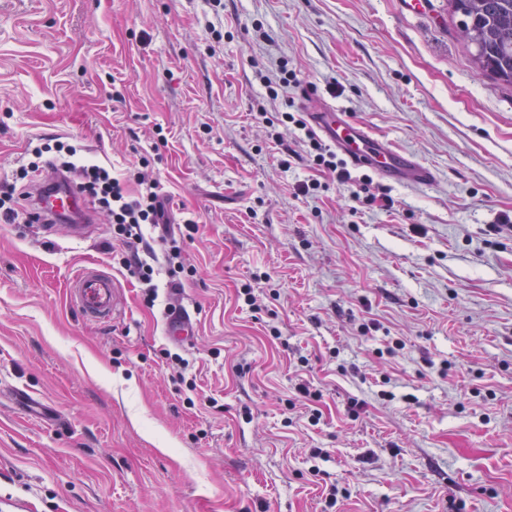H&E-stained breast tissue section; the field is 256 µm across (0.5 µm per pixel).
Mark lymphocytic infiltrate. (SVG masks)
I'll return each mask as SVG.
<instances>
[{
	"instance_id": "f902f5d3",
	"label": "lymphocytic infiltrate",
	"mask_w": 512,
	"mask_h": 512,
	"mask_svg": "<svg viewBox=\"0 0 512 512\" xmlns=\"http://www.w3.org/2000/svg\"><path fill=\"white\" fill-rule=\"evenodd\" d=\"M279 122L304 132L314 164L331 174L338 184L363 189L371 184L368 174L352 175L335 149L308 132L302 117L284 112ZM48 164L72 176L90 207L111 224L113 237L120 239L127 248L123 266L145 285L146 303L155 304L159 298L157 272L152 264L141 259L138 247L145 237V226L159 224L162 220L164 205L158 181L146 170V160H138L126 173L115 174L98 162L86 159L82 146L76 142L58 140L51 145L30 146L27 164L17 169L12 181L0 182L1 223L11 224L18 219L26 224L35 223V216L24 207L28 197L26 187L32 176Z\"/></svg>"
}]
</instances>
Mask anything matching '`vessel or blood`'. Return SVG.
<instances>
[{
	"mask_svg": "<svg viewBox=\"0 0 512 512\" xmlns=\"http://www.w3.org/2000/svg\"><path fill=\"white\" fill-rule=\"evenodd\" d=\"M314 127L333 143L356 168L370 167L384 179L415 187L430 185L434 172L413 156L398 152L382 138L376 137L363 124L328 107L310 113ZM34 193L41 212L66 213L73 224L66 232L74 238L86 237L89 225L83 219L89 211L84 197L74 182L53 169L44 170L36 178ZM70 302L78 314L88 322L111 321L116 308L115 282L110 272L96 264L82 266L68 283ZM168 336L178 341L189 340L194 327L185 310H176L166 323Z\"/></svg>",
	"mask_w": 512,
	"mask_h": 512,
	"instance_id": "1",
	"label": "vessel or blood"
}]
</instances>
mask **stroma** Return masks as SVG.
I'll use <instances>...</instances> for the list:
<instances>
[{
    "label": "stroma",
    "instance_id": "1",
    "mask_svg": "<svg viewBox=\"0 0 512 512\" xmlns=\"http://www.w3.org/2000/svg\"><path fill=\"white\" fill-rule=\"evenodd\" d=\"M212 19L0 0V180L59 137L117 173L145 158L183 240L150 307L102 217L82 240L0 223V512H512V84L448 0H224L218 42ZM325 104L436 183L354 203L262 120ZM90 262L105 324L70 304ZM70 302L87 322L106 323L116 308L115 282L112 274L97 264L82 266L69 283ZM168 336L174 340L187 341L193 336L194 327L189 314L183 309H177L172 313L166 323Z\"/></svg>",
    "mask_w": 512,
    "mask_h": 512
}]
</instances>
